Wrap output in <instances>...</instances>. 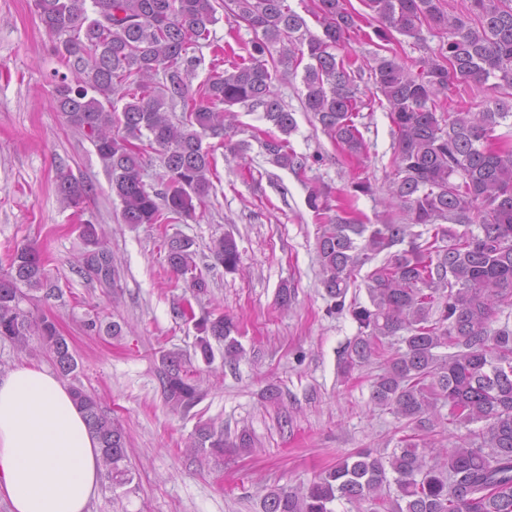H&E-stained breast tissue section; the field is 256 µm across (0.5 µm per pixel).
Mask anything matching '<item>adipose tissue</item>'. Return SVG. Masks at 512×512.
Wrapping results in <instances>:
<instances>
[{
	"label": "adipose tissue",
	"instance_id": "ef3b65f1",
	"mask_svg": "<svg viewBox=\"0 0 512 512\" xmlns=\"http://www.w3.org/2000/svg\"><path fill=\"white\" fill-rule=\"evenodd\" d=\"M100 448L71 390L23 364L0 377V500L9 512H89Z\"/></svg>",
	"mask_w": 512,
	"mask_h": 512
}]
</instances>
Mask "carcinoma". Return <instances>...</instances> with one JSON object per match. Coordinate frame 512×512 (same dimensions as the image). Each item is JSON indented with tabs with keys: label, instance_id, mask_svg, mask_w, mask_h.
<instances>
[{
	"label": "carcinoma",
	"instance_id": "carcinoma-1",
	"mask_svg": "<svg viewBox=\"0 0 512 512\" xmlns=\"http://www.w3.org/2000/svg\"><path fill=\"white\" fill-rule=\"evenodd\" d=\"M362 2L376 15L375 36L386 45L396 33L423 44L426 26L447 34L418 72L395 52L369 67L394 138L387 192L404 221L364 224L331 206L330 191L316 185L306 197L308 208L326 218L316 249L334 309L345 308L357 275L385 255L364 276L369 304H350L359 336L340 369L348 375L393 342L404 345L386 357L371 400L403 421L407 434L385 459L358 451L306 487L270 490L264 512H334L332 504L342 499L367 502L370 512H512V326H494L512 308V142L496 134L512 119V104L496 98L477 112L442 111L454 84L483 86L493 78V87L512 89V0H471L461 15L444 12L440 0ZM36 7L64 68L53 73V104L94 147L126 224L193 217L213 189L216 146L206 140L220 139L234 157L248 147L232 142L236 105L261 111L280 132L261 141L273 164L305 170L306 158L288 141L297 129L295 112L275 91L277 80L301 78L303 110L347 157L368 152L357 122L364 101L356 79L364 66L349 53L358 13L349 0H311L320 36L286 0H37ZM219 7L252 38L234 54L231 70L194 89L201 58L188 50L210 42ZM152 153L163 169L160 191L144 181ZM55 191L63 204L80 209L92 186L61 168ZM81 234L89 246L82 270L115 282L118 269L95 225H82ZM193 245L180 236L163 242L170 270L196 295L206 281L196 273ZM210 250L214 264L238 270L233 236L216 239ZM44 289L53 285L41 255L17 247L0 272V340L21 354L38 343L56 373L68 377L78 362L55 320L35 307ZM183 314L195 321L206 362L214 360V341L229 363L245 354L233 319L221 313L197 320L191 306ZM163 364L165 399L186 415L199 391L177 358ZM72 392L107 477L118 487L131 484L122 425L95 395ZM477 423L481 428H470ZM441 424L467 432L438 449L432 433ZM186 447L222 452L224 431L199 427Z\"/></svg>",
	"mask_w": 512,
	"mask_h": 512
}]
</instances>
